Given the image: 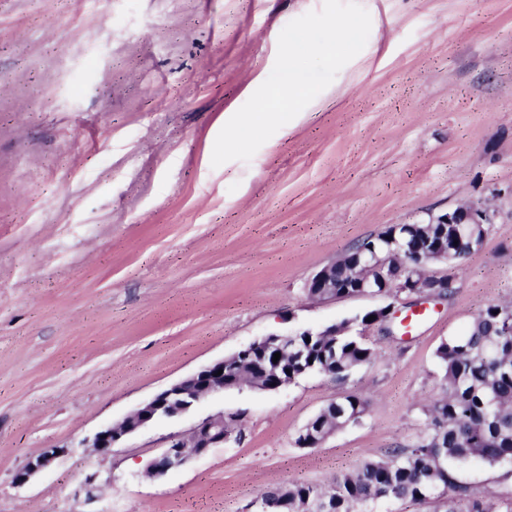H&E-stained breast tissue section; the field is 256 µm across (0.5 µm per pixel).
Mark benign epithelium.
I'll use <instances>...</instances> for the list:
<instances>
[{"instance_id": "7a95c632", "label": "benign epithelium", "mask_w": 512, "mask_h": 512, "mask_svg": "<svg viewBox=\"0 0 512 512\" xmlns=\"http://www.w3.org/2000/svg\"><path fill=\"white\" fill-rule=\"evenodd\" d=\"M494 223V211L479 203H464L454 209L412 224H393L377 241L357 250L353 260L355 266L364 269L365 275L356 283L362 296L385 295L397 297L396 289L413 288L424 298L441 296L448 289V276L454 275L456 266L451 264L448 251V226L466 225L470 236L474 237L482 228ZM399 252L410 264L412 275L406 281H397L388 270L389 256ZM427 257L430 264H445L446 271L426 272L421 269L418 259ZM336 287V264L321 268L312 275L307 283V296L313 301L324 302L336 299L326 297L325 289ZM262 349L266 353H280V361L274 363L271 381L264 390H278L290 384L288 369L281 366V360L288 353L301 351L297 336L294 334H268L242 348L233 355V359H249L253 353ZM225 360L209 364L194 374L172 384L157 393L138 410L125 418L120 424L107 426L98 431L90 440L82 442L83 447L93 448L100 454H107L123 438L131 436L149 423L160 418H175L187 413L197 402L218 392L230 388H239L242 382H224V375L218 371L224 369ZM253 387V384L246 385ZM232 437V428L224 416L209 417L194 425L185 435H175L166 441V446L151 460L147 474L161 479L169 473L184 467L192 459L205 454L209 449L224 443ZM56 453L47 452L30 461L16 475V482L27 483L34 475L49 467Z\"/></svg>"}]
</instances>
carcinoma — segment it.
<instances>
[{
	"label": "carcinoma",
	"instance_id": "carcinoma-1",
	"mask_svg": "<svg viewBox=\"0 0 512 512\" xmlns=\"http://www.w3.org/2000/svg\"><path fill=\"white\" fill-rule=\"evenodd\" d=\"M304 342L302 357L288 361L297 377L324 373L341 382L372 360V348L336 325V335ZM443 371V395L427 408V433L414 444L393 449L387 458L368 460L336 478L333 485H278L260 495L266 512H316L315 503L336 495L335 512H350L389 498L424 501L445 498L446 512H499L495 503L457 482L449 460L479 457L490 464L512 462V303L491 304L468 331L436 352ZM366 401L341 395L314 419L312 429L329 432L346 419L358 421Z\"/></svg>",
	"mask_w": 512,
	"mask_h": 512
}]
</instances>
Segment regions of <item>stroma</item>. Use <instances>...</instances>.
I'll return each mask as SVG.
<instances>
[{"label":"stroma","mask_w":512,"mask_h":512,"mask_svg":"<svg viewBox=\"0 0 512 512\" xmlns=\"http://www.w3.org/2000/svg\"><path fill=\"white\" fill-rule=\"evenodd\" d=\"M322 3L0 0V512H247L276 485H329L421 439L437 348L512 302V0H360L364 49L250 161L212 167L282 29ZM468 201L496 220L448 296L307 297L354 243ZM387 305L344 382L228 389L111 453L82 445L263 335ZM341 394L366 401L359 423L298 447ZM218 415L240 434L147 477ZM452 471L512 500L510 462Z\"/></svg>","instance_id":"1"}]
</instances>
